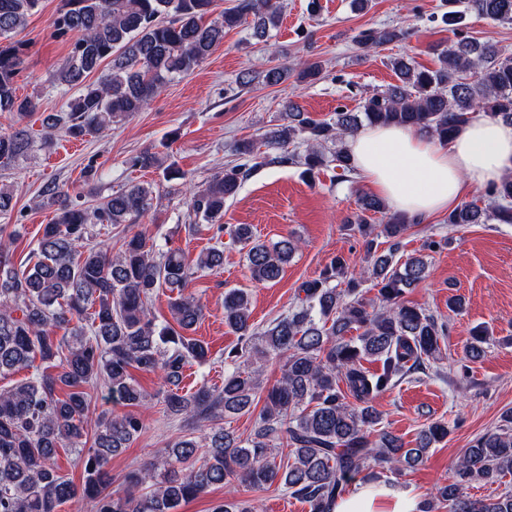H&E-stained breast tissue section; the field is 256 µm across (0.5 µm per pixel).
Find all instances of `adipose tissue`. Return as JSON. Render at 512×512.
I'll use <instances>...</instances> for the list:
<instances>
[{
	"mask_svg": "<svg viewBox=\"0 0 512 512\" xmlns=\"http://www.w3.org/2000/svg\"><path fill=\"white\" fill-rule=\"evenodd\" d=\"M357 172L397 214L409 219L454 209L469 193L512 174V122L472 112L443 142L399 125L370 126L346 141ZM420 498L363 484L335 512H418Z\"/></svg>",
	"mask_w": 512,
	"mask_h": 512,
	"instance_id": "1",
	"label": "adipose tissue"
}]
</instances>
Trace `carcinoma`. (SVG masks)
<instances>
[{"mask_svg":"<svg viewBox=\"0 0 512 512\" xmlns=\"http://www.w3.org/2000/svg\"><path fill=\"white\" fill-rule=\"evenodd\" d=\"M40 0H0V40L24 24ZM216 0H61L52 19L54 37L72 40L67 62L57 81L76 89L66 109L49 114L45 128L77 138L105 134L112 123L144 111L170 80L199 67L224 40V29L253 17V37L265 42L279 27L280 0H236L213 21ZM475 14L498 23H512V0H448L442 18L456 40L440 52V67L420 69L403 57L391 60L399 84L361 99L359 110H338L316 119L295 102H288L281 123L264 134L270 148L301 140L304 151L282 153L281 164H300L312 174L328 163L324 146L336 144L332 161L350 173L354 166L346 139L363 125L399 124L422 130L441 141L452 138L466 115L481 111L491 119L512 122V55L493 42L458 35L465 16ZM398 27L370 28L355 41L369 52L406 39ZM107 77L87 78L102 64ZM23 64L22 49L0 44V113L19 119L35 103L16 91ZM286 65L261 71L267 86L288 77ZM319 61L300 63L298 76L315 82ZM31 145L27 129L0 135V159L24 155ZM243 162L224 171L202 189H190L195 216L209 224L212 238L223 236L224 204L260 165L253 142L237 147ZM135 170L154 169L172 179L171 167L158 153L144 150L128 159ZM45 203L54 208L53 221L43 228L37 259L29 269H15L8 258L14 235L0 242V375L28 369L39 359L46 369L8 390L0 391V512H59L72 499H88L95 512H177L184 502L214 486L237 483L263 489L279 483L303 500L309 512H333L336 500L362 472H400L421 465L429 449L448 437L442 420L428 422L406 447L401 437L378 428L381 414L372 405L379 394L393 389L414 373H424L442 356L448 325L427 310L408 305L405 289L427 276V262L409 256L394 263L399 238L409 221L391 215L371 228L365 213H381L383 201L373 195L360 200L355 223L365 237L371 269L355 275L342 257L332 260L322 277L302 286L304 297L288 312L257 332L251 323L250 300L242 289L224 296V322L240 344L224 352L232 372L221 387L200 386L182 392L183 370L191 361L206 360L209 349L185 336L204 315V307L183 288L193 270L224 264V249L201 252L195 268L183 251L165 243L147 246L145 235L126 237L112 255L91 244L101 227L131 224L148 215L153 201L150 183H132L86 207L71 199L64 187H43ZM488 203H464L448 214L447 223L512 224V176L485 189ZM235 239L247 248L251 279L261 285L277 282L297 241L284 237L268 245L248 224H239ZM390 242L389 252L376 255V239ZM380 285L377 301L362 297L364 276ZM177 291L169 302L175 325L157 323L148 309L162 287ZM61 330L57 338L53 332ZM357 331L352 336L350 332ZM487 331L473 330L466 358L484 353ZM274 359L281 378L262 389L259 370L241 366L254 358ZM365 361L381 363L377 371ZM157 377L164 412L200 424L222 416L251 413L262 405L257 426L243 439L214 428L202 439H179L156 458L131 472L132 488L112 491L106 466L141 432L131 415L100 414L93 442L80 448L84 480L80 485L61 475L53 463L59 449L81 440L95 408L85 387L103 382L112 399L138 405L147 393L131 370ZM65 395H60V391ZM354 402H349L348 398ZM288 449V461L276 463L278 446ZM512 473V409L500 424L478 436L456 463V478L437 485L421 501L419 512H512V490L474 499L465 492L476 481L490 482ZM212 512H256L246 500L217 503Z\"/></svg>","mask_w":512,"mask_h":512,"instance_id":"carcinoma-1","label":"carcinoma"}]
</instances>
